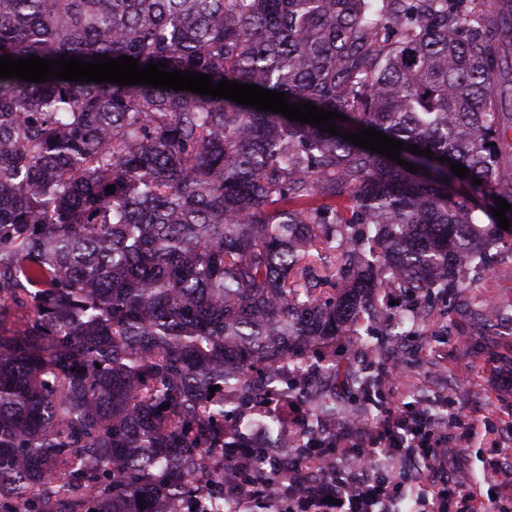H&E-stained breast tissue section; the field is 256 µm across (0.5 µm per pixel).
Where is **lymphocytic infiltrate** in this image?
Wrapping results in <instances>:
<instances>
[{
  "mask_svg": "<svg viewBox=\"0 0 512 512\" xmlns=\"http://www.w3.org/2000/svg\"><path fill=\"white\" fill-rule=\"evenodd\" d=\"M445 441V433L427 412L390 399L374 450L418 459L417 483L411 486L400 476L369 473L353 486L342 476L331 481L317 480L313 477L314 462L303 457L289 466L284 478L287 512H389L398 496L409 489L415 494L417 512H447L452 497L458 498L462 512H474L473 491L453 486L443 476L446 462L438 450Z\"/></svg>",
  "mask_w": 512,
  "mask_h": 512,
  "instance_id": "f902f5d3",
  "label": "lymphocytic infiltrate"
}]
</instances>
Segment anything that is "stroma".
Listing matches in <instances>:
<instances>
[{
	"mask_svg": "<svg viewBox=\"0 0 512 512\" xmlns=\"http://www.w3.org/2000/svg\"><path fill=\"white\" fill-rule=\"evenodd\" d=\"M469 280L468 287L435 301L433 320L398 341L387 336L385 324L406 308L399 291H386L379 297L383 324L337 337L336 360L377 372L394 349L405 352L407 372L394 384L400 402L418 407L430 397L439 404L436 419L448 431L449 475L466 472L468 488L487 499L497 485L491 451L475 444L461 450L460 440L469 427L490 421L512 451L511 231H503L491 266L470 273ZM336 404L344 410L336 420L337 433L349 437L355 452H363L384 418L385 402L378 396L355 398L340 392Z\"/></svg>",
	"mask_w": 512,
	"mask_h": 512,
	"instance_id": "stroma-1",
	"label": "stroma"
}]
</instances>
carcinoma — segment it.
I'll return each mask as SVG.
<instances>
[{
    "label": "carcinoma",
    "mask_w": 512,
    "mask_h": 512,
    "mask_svg": "<svg viewBox=\"0 0 512 512\" xmlns=\"http://www.w3.org/2000/svg\"><path fill=\"white\" fill-rule=\"evenodd\" d=\"M5 54L163 61L434 156L401 150L413 173L190 91L0 78V512H229L228 458L261 435L282 461L268 403L312 401L308 350L380 318V285L424 322L421 293L463 287L501 231L476 196L512 205V0H0ZM334 416L315 405L295 450Z\"/></svg>",
    "instance_id": "1"
}]
</instances>
